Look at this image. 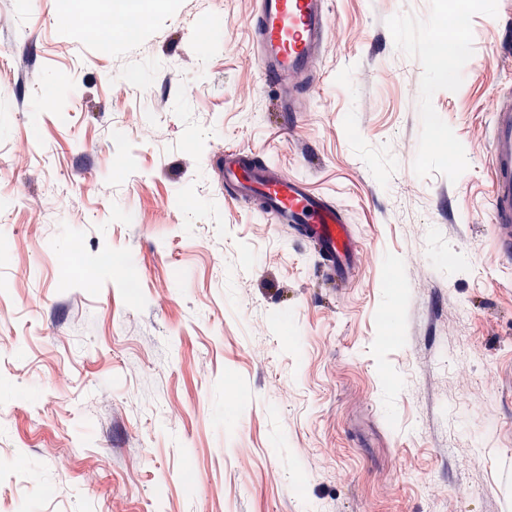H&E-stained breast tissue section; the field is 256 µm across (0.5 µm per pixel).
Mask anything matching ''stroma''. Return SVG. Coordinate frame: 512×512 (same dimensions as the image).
Wrapping results in <instances>:
<instances>
[{
  "mask_svg": "<svg viewBox=\"0 0 512 512\" xmlns=\"http://www.w3.org/2000/svg\"><path fill=\"white\" fill-rule=\"evenodd\" d=\"M98 9L0 0V512H512V0H330L291 113L255 0ZM234 151L344 210L342 285ZM491 159V216L502 257H512V106L493 105Z\"/></svg>",
  "mask_w": 512,
  "mask_h": 512,
  "instance_id": "1",
  "label": "stroma"
}]
</instances>
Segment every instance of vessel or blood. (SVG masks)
Masks as SVG:
<instances>
[{"instance_id":"vessel-or-blood-1","label":"vessel or blood","mask_w":512,"mask_h":512,"mask_svg":"<svg viewBox=\"0 0 512 512\" xmlns=\"http://www.w3.org/2000/svg\"><path fill=\"white\" fill-rule=\"evenodd\" d=\"M329 23L328 0H258L253 27L261 49L258 65L266 85L282 89V111H301L292 92L312 84ZM489 154L492 222L499 253L508 259L512 257V106H493ZM224 180L242 194L263 198L282 223L298 225L331 262L346 264L354 250L349 226L336 205L310 193L304 180L267 174L249 167L246 157L233 155L224 160Z\"/></svg>"}]
</instances>
